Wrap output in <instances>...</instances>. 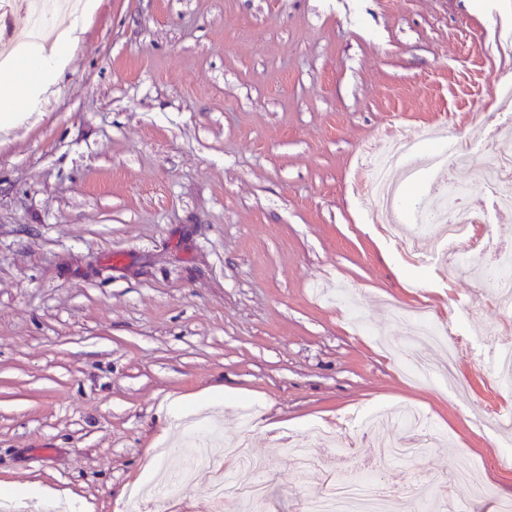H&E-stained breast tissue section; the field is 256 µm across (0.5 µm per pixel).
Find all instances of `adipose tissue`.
Segmentation results:
<instances>
[{"instance_id": "ef3b65f1", "label": "adipose tissue", "mask_w": 512, "mask_h": 512, "mask_svg": "<svg viewBox=\"0 0 512 512\" xmlns=\"http://www.w3.org/2000/svg\"><path fill=\"white\" fill-rule=\"evenodd\" d=\"M63 20L65 26L52 49L22 45L16 64L0 69L1 128L11 126L18 113L39 111L57 73L68 62L72 43L85 29V17L67 14Z\"/></svg>"}]
</instances>
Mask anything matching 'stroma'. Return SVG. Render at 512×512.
Segmentation results:
<instances>
[{"mask_svg": "<svg viewBox=\"0 0 512 512\" xmlns=\"http://www.w3.org/2000/svg\"><path fill=\"white\" fill-rule=\"evenodd\" d=\"M40 111L0 129V481L116 512L195 444L247 440L270 512L345 479L299 472L284 431L422 408L434 447L382 466L435 512L512 501L477 354L512 339L469 276L413 265L353 193L384 126L490 159L512 121V0H98ZM451 322L456 392L412 381L395 307ZM487 427L475 428L477 418ZM478 487L428 485L459 454Z\"/></svg>", "mask_w": 512, "mask_h": 512, "instance_id": "obj_1", "label": "stroma"}]
</instances>
